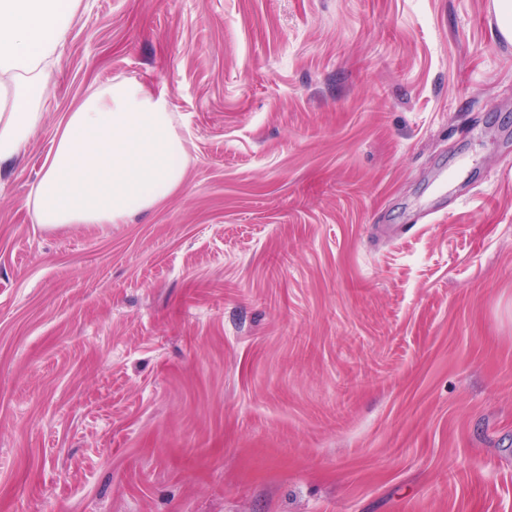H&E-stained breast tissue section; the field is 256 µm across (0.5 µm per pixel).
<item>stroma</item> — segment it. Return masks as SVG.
I'll return each mask as SVG.
<instances>
[{
  "mask_svg": "<svg viewBox=\"0 0 512 512\" xmlns=\"http://www.w3.org/2000/svg\"><path fill=\"white\" fill-rule=\"evenodd\" d=\"M182 186L34 223L97 88ZM0 173V512H512V39L495 0H90Z\"/></svg>",
  "mask_w": 512,
  "mask_h": 512,
  "instance_id": "35a3bbf8",
  "label": "stroma"
}]
</instances>
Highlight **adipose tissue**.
<instances>
[{
	"label": "adipose tissue",
	"instance_id": "ef3b65f1",
	"mask_svg": "<svg viewBox=\"0 0 512 512\" xmlns=\"http://www.w3.org/2000/svg\"><path fill=\"white\" fill-rule=\"evenodd\" d=\"M84 0H0V165L40 128ZM187 149L164 91L135 79L90 93L55 135L29 203L39 224H119L178 189Z\"/></svg>",
	"mask_w": 512,
	"mask_h": 512
}]
</instances>
